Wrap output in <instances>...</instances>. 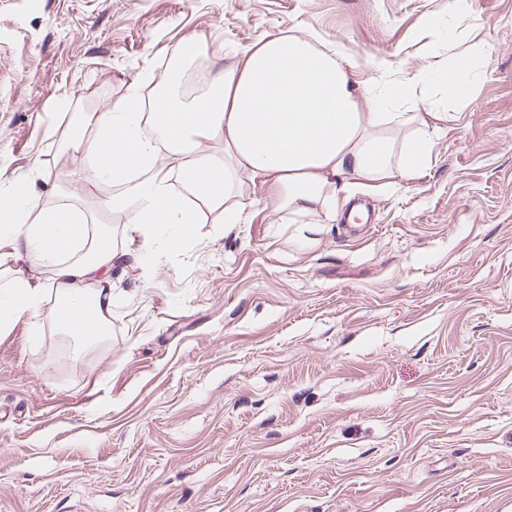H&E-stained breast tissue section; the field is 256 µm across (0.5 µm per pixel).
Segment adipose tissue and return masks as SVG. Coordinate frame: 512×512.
<instances>
[{"label":"adipose tissue","instance_id":"1","mask_svg":"<svg viewBox=\"0 0 512 512\" xmlns=\"http://www.w3.org/2000/svg\"><path fill=\"white\" fill-rule=\"evenodd\" d=\"M482 68L465 53L451 66L429 62L372 85L308 38L271 35L227 59L198 95L175 94L165 75L151 96L134 91L99 112L72 113L59 150L96 166L109 186L101 212L150 230L178 227L165 242L171 250L192 236L201 212L240 223L247 183L302 212L326 206L349 174L370 183L420 177L432 152L429 124L448 118L437 94L459 97ZM388 126L416 136L398 141L385 134ZM212 142L223 155L209 151ZM27 198L26 187L0 184V335L24 319L35 336L49 322L76 340H99L112 314L109 275L130 258L66 203L20 222L16 211ZM23 257L28 266H18ZM42 266L49 280L38 275Z\"/></svg>","mask_w":512,"mask_h":512}]
</instances>
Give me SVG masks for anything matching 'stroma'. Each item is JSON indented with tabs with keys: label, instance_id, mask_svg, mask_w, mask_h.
Masks as SVG:
<instances>
[{
	"label": "stroma",
	"instance_id": "1",
	"mask_svg": "<svg viewBox=\"0 0 512 512\" xmlns=\"http://www.w3.org/2000/svg\"><path fill=\"white\" fill-rule=\"evenodd\" d=\"M0 0V179L98 212L74 112L150 93L176 47L294 33L372 82L449 37L486 61L420 178L346 176L336 218L275 207L181 248L100 215L108 338L0 335V512H512V0Z\"/></svg>",
	"mask_w": 512,
	"mask_h": 512
}]
</instances>
